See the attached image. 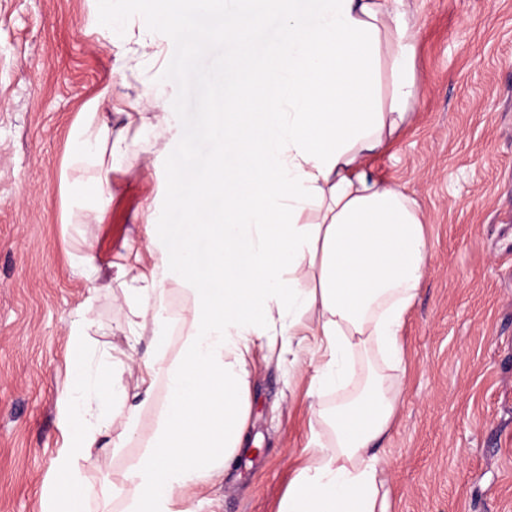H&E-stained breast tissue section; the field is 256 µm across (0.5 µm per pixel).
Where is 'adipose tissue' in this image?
<instances>
[{"instance_id": "adipose-tissue-1", "label": "adipose tissue", "mask_w": 512, "mask_h": 512, "mask_svg": "<svg viewBox=\"0 0 512 512\" xmlns=\"http://www.w3.org/2000/svg\"><path fill=\"white\" fill-rule=\"evenodd\" d=\"M404 2L155 0L162 22L180 20L182 61L223 35L224 96L239 110L213 113L201 132L208 158L184 151L169 173L171 206L143 214L155 262L126 294L134 344L126 357L143 404L158 408L123 475L126 512H170L190 482L235 462L248 444L250 368L260 350L315 366L321 387L361 379L348 400L318 407L329 441L307 449L278 512H389L380 448L399 401L393 372L404 316L429 250L416 201L368 171L412 107L415 34ZM127 150L106 127L76 130L72 162L95 169L77 201L84 223L104 222L112 171ZM75 271L90 283L70 329L81 355L112 273L90 249ZM168 281L190 297L174 355L161 304ZM73 393L46 512H85L81 461L100 439L123 448L139 429L143 404H128L110 358L84 362Z\"/></svg>"}]
</instances>
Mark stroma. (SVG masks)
<instances>
[{
  "instance_id": "obj_1",
  "label": "stroma",
  "mask_w": 512,
  "mask_h": 512,
  "mask_svg": "<svg viewBox=\"0 0 512 512\" xmlns=\"http://www.w3.org/2000/svg\"><path fill=\"white\" fill-rule=\"evenodd\" d=\"M416 102L394 145L370 160L377 179L412 195L431 242L401 336V391L385 444L392 512H512V0H406ZM153 0H0V512H44L66 443L76 359L69 341L89 284L73 263L85 241L99 264L149 272L148 202L170 203L167 177L209 119L224 42L190 73L179 29L160 30ZM174 105L170 127L128 122L137 98ZM111 114L129 149L112 172L102 224L72 233L75 125ZM95 302L91 351L127 349L123 291ZM313 368L257 357L250 436L219 478L191 485L173 512H278L295 466L323 425ZM139 447L82 465L87 512H123V474Z\"/></svg>"
}]
</instances>
